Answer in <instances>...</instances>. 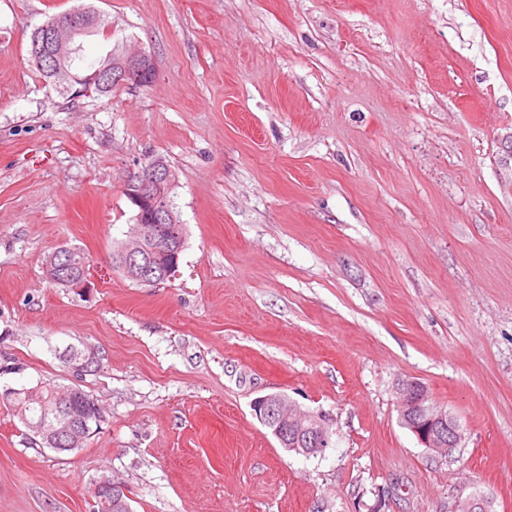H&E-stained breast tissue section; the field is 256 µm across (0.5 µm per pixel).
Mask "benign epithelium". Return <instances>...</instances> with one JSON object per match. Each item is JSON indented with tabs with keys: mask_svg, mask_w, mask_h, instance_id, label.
Returning a JSON list of instances; mask_svg holds the SVG:
<instances>
[{
	"mask_svg": "<svg viewBox=\"0 0 512 512\" xmlns=\"http://www.w3.org/2000/svg\"><path fill=\"white\" fill-rule=\"evenodd\" d=\"M92 24L73 15L43 25L38 31L41 48L36 61L52 64L55 83L73 98L100 93L112 79L131 85L140 84L154 71L151 56L133 52L125 46L110 50L93 70L79 66L83 48L80 39L90 34ZM177 185L176 173L162 159L149 162L126 187L129 201L136 209L138 222L131 225L128 239L117 246L118 266L129 280L150 286L167 280L178 270L183 251L181 224L172 210L171 194ZM76 250L60 247L47 262L49 278L65 287L81 289L86 285V265L74 262ZM400 419L418 442L432 454L445 455L460 445L463 434L455 417L433 404L425 386L406 379L397 387ZM257 420L278 440L282 448L305 456L323 453L332 443V432L320 415L304 411L285 395L270 393L252 402ZM94 423L87 418L77 400L76 389L57 397L56 405L33 427L45 445L56 452L80 448L92 434ZM110 512H131L125 490L107 477L95 485ZM491 501L478 496L458 501L455 512H488Z\"/></svg>",
	"mask_w": 512,
	"mask_h": 512,
	"instance_id": "7a95c632",
	"label": "benign epithelium"
}]
</instances>
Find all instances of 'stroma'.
Segmentation results:
<instances>
[{
	"label": "stroma",
	"mask_w": 512,
	"mask_h": 512,
	"mask_svg": "<svg viewBox=\"0 0 512 512\" xmlns=\"http://www.w3.org/2000/svg\"><path fill=\"white\" fill-rule=\"evenodd\" d=\"M86 4L154 82L71 97L29 54ZM512 0H0V394L97 400L71 453L0 401V512H512ZM161 157L185 246L157 286L112 266L125 195ZM62 246L88 286L53 283ZM94 357L78 371L81 357ZM424 384L465 438L399 417ZM322 415L324 454L280 448L252 401ZM397 390L401 422L428 452L445 455L460 445L463 434L457 419L430 401L421 382L402 380ZM94 498L101 497L104 506L110 512H131L129 496L125 490L108 477H101L95 485Z\"/></svg>",
	"instance_id": "35a3bbf8"
}]
</instances>
